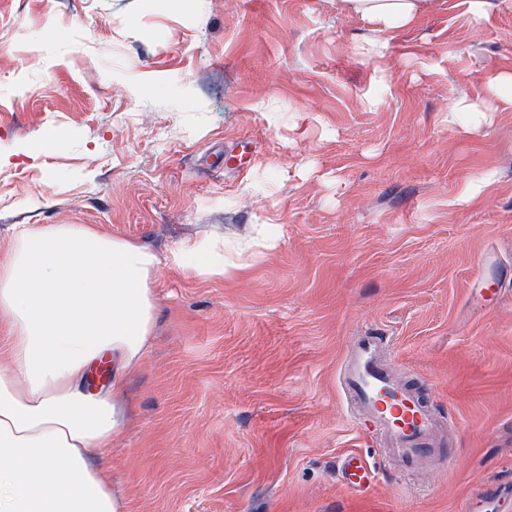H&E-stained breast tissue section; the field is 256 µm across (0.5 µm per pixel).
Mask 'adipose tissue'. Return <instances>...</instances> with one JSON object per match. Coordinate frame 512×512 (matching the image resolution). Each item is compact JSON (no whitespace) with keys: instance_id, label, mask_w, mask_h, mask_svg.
I'll use <instances>...</instances> for the list:
<instances>
[{"instance_id":"1","label":"adipose tissue","mask_w":512,"mask_h":512,"mask_svg":"<svg viewBox=\"0 0 512 512\" xmlns=\"http://www.w3.org/2000/svg\"><path fill=\"white\" fill-rule=\"evenodd\" d=\"M437 2L336 7L387 38ZM163 266L221 278L245 262L208 236L162 257L92 224H16L0 242V512H126L103 461L153 341Z\"/></svg>"}]
</instances>
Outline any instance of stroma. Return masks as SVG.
Returning <instances> with one entry per match:
<instances>
[{"mask_svg": "<svg viewBox=\"0 0 512 512\" xmlns=\"http://www.w3.org/2000/svg\"><path fill=\"white\" fill-rule=\"evenodd\" d=\"M378 39L336 0H0L1 237L274 240L232 278L157 273L108 458L126 512H457L512 484V105L486 97L512 13L439 0ZM368 330L446 422L426 469L382 462L339 391ZM375 471V468L362 457L356 454L350 455L342 465L344 486L351 492H361L372 481V474Z\"/></svg>", "mask_w": 512, "mask_h": 512, "instance_id": "35a3bbf8", "label": "stroma"}]
</instances>
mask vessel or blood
Returning <instances> with one entry per match:
<instances>
[{
    "instance_id": "vessel-or-blood-1",
    "label": "vessel or blood",
    "mask_w": 512,
    "mask_h": 512,
    "mask_svg": "<svg viewBox=\"0 0 512 512\" xmlns=\"http://www.w3.org/2000/svg\"><path fill=\"white\" fill-rule=\"evenodd\" d=\"M337 378L354 421L370 434L384 459L421 469L436 457L440 420L420 393L393 376L385 338L368 333L351 337ZM374 472L355 454L342 465L344 485L352 492L362 491ZM501 506L500 488L488 487L470 496L461 512H499Z\"/></svg>"
}]
</instances>
